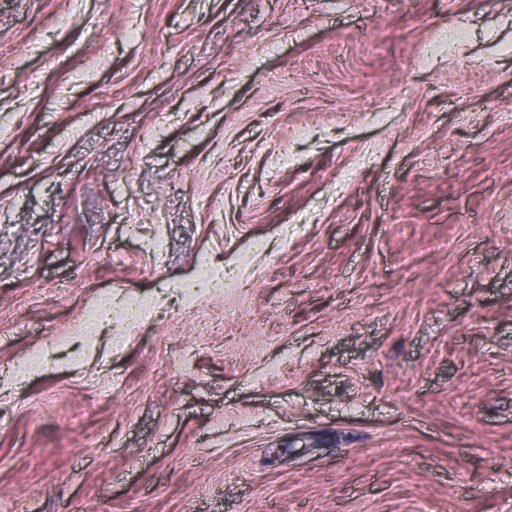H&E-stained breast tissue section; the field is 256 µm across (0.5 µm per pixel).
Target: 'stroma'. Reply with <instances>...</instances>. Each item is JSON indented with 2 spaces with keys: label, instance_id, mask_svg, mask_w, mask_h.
I'll list each match as a JSON object with an SVG mask.
<instances>
[{
  "label": "stroma",
  "instance_id": "obj_1",
  "mask_svg": "<svg viewBox=\"0 0 512 512\" xmlns=\"http://www.w3.org/2000/svg\"><path fill=\"white\" fill-rule=\"evenodd\" d=\"M0 512H512V0H0ZM231 277L227 276V274H209L205 277H200L196 282L190 285L189 288L186 289V293L189 299H195L198 296L215 293L217 291H221L224 288V281L230 280Z\"/></svg>",
  "mask_w": 512,
  "mask_h": 512
}]
</instances>
